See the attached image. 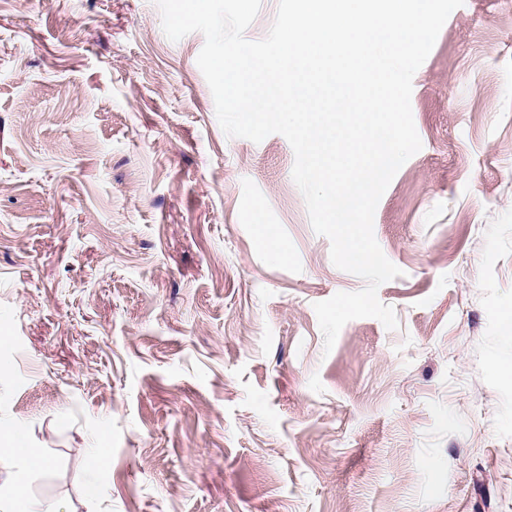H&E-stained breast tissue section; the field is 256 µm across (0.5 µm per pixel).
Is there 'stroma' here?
I'll list each match as a JSON object with an SVG mask.
<instances>
[{"mask_svg":"<svg viewBox=\"0 0 512 512\" xmlns=\"http://www.w3.org/2000/svg\"><path fill=\"white\" fill-rule=\"evenodd\" d=\"M203 44L155 0H0V421L49 460L31 496L512 512V0H464L415 73L422 148L374 217L398 326L352 320L329 351L314 303L365 282L288 141L222 131Z\"/></svg>","mask_w":512,"mask_h":512,"instance_id":"35a3bbf8","label":"stroma"}]
</instances>
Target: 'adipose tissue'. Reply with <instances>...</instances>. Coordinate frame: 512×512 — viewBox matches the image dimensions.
<instances>
[{
    "instance_id": "obj_1",
    "label": "adipose tissue",
    "mask_w": 512,
    "mask_h": 512,
    "mask_svg": "<svg viewBox=\"0 0 512 512\" xmlns=\"http://www.w3.org/2000/svg\"><path fill=\"white\" fill-rule=\"evenodd\" d=\"M15 462L19 470L0 484V512H60L59 508L35 501L28 489V473L42 470L47 462L38 449L27 447L21 431L13 425L0 426V463Z\"/></svg>"
}]
</instances>
